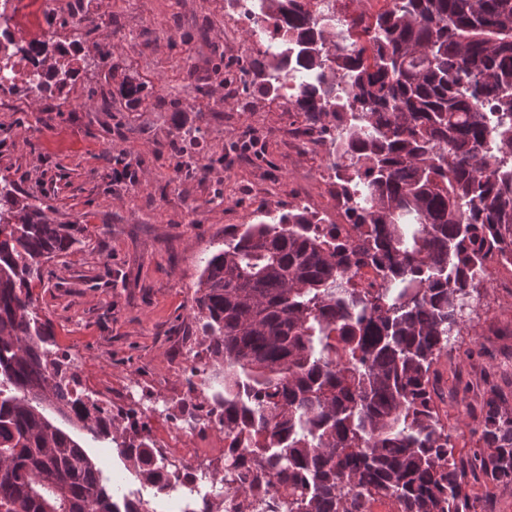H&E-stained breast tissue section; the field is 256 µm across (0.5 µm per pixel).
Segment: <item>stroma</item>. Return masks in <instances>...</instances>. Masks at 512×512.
<instances>
[{
	"label": "stroma",
	"mask_w": 512,
	"mask_h": 512,
	"mask_svg": "<svg viewBox=\"0 0 512 512\" xmlns=\"http://www.w3.org/2000/svg\"><path fill=\"white\" fill-rule=\"evenodd\" d=\"M18 45L41 36L49 18L68 43L108 47L102 61L80 62L74 81L46 100L0 93V176L40 204L54 224H75L77 249L42 266L32 294L49 320L53 349L76 356L86 389L134 380L171 399L184 382L185 353L207 346L192 304L206 261L224 235L261 214L309 198L332 206L324 149L291 151L303 119L284 99L229 89L215 79L217 59L258 51L226 0H8ZM148 87L130 103L125 82ZM196 127L182 148L179 131ZM252 138L249 149L241 136ZM195 156L206 173L176 175ZM132 162L136 181L116 179ZM433 396L459 458L485 454L482 400L497 392L512 408V272L485 277L467 322L434 364ZM89 455L123 492L141 488L109 442L78 432ZM471 512H512V483L486 489L467 476Z\"/></svg>",
	"instance_id": "obj_1"
}]
</instances>
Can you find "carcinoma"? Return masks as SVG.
<instances>
[{"label":"carcinoma","instance_id":"obj_1","mask_svg":"<svg viewBox=\"0 0 512 512\" xmlns=\"http://www.w3.org/2000/svg\"><path fill=\"white\" fill-rule=\"evenodd\" d=\"M241 8L281 50L213 72L280 96L304 131L331 136L328 168L355 234L296 204L224 238L198 282L194 318L224 380V466L210 476L264 512H471L466 464L433 402V364L464 322L488 265L512 259V0H391L333 32V0ZM71 46L14 39L0 91L49 98L74 80ZM80 239L0 179V512H132L57 423L115 444L144 481L180 468L147 423L70 387L73 364L31 284ZM379 281L363 288L361 270ZM474 469L512 483V411L492 392Z\"/></svg>","mask_w":512,"mask_h":512}]
</instances>
